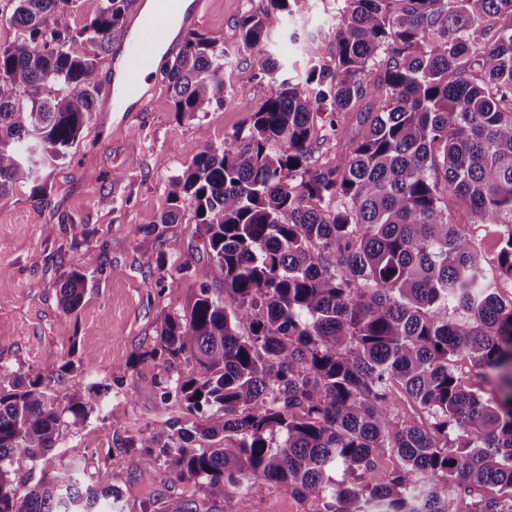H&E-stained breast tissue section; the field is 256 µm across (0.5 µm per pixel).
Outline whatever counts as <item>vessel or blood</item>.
I'll list each match as a JSON object with an SVG mask.
<instances>
[{
    "label": "vessel or blood",
    "instance_id": "1",
    "mask_svg": "<svg viewBox=\"0 0 512 512\" xmlns=\"http://www.w3.org/2000/svg\"><path fill=\"white\" fill-rule=\"evenodd\" d=\"M198 9L184 8L182 0H159V10L152 18L133 14L129 19L133 36L123 39L114 49L113 73L119 74L126 85L123 96L112 103L116 112L143 111L149 100V93L143 90L141 78L151 71L155 60L150 47L166 41L172 25H179L182 33H189L198 24Z\"/></svg>",
    "mask_w": 512,
    "mask_h": 512
}]
</instances>
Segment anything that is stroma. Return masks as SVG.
Here are the masks:
<instances>
[{
	"instance_id": "1",
	"label": "stroma",
	"mask_w": 512,
	"mask_h": 512,
	"mask_svg": "<svg viewBox=\"0 0 512 512\" xmlns=\"http://www.w3.org/2000/svg\"><path fill=\"white\" fill-rule=\"evenodd\" d=\"M266 0H206L198 33L225 46L238 40V21L260 12ZM343 0H309L304 13L289 17L285 36L269 49L302 71L305 57L287 42L298 32L310 55L331 63L322 27ZM150 103L130 127H118L116 112H93L80 142L64 164L52 169L48 196L34 210L28 187L0 201V365L52 381L60 399L86 396L92 385L109 387L99 411L83 426L64 432L61 451L75 459L85 484L112 485L124 493L121 512H141L151 494L184 492L181 484H149L142 459L119 450L116 440L182 416L180 404L161 403L153 387L164 374L153 358L156 326L173 308H186L201 285L220 288L224 274L202 248L203 225L185 211L180 223L158 225L169 207L168 183L225 134L247 129L249 119L271 92L257 76L250 55L232 59L225 70L233 106H210L193 117L178 116L171 100L165 51L155 55ZM82 224L73 238L69 226ZM189 270L178 271L183 260ZM87 276L80 306L71 313L59 304L72 269ZM222 512H322L324 499L297 495L259 482L235 491Z\"/></svg>"
}]
</instances>
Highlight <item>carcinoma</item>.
Here are the masks:
<instances>
[{
	"label": "carcinoma",
	"mask_w": 512,
	"mask_h": 512,
	"mask_svg": "<svg viewBox=\"0 0 512 512\" xmlns=\"http://www.w3.org/2000/svg\"><path fill=\"white\" fill-rule=\"evenodd\" d=\"M266 2L239 20L235 52L256 56L271 95L171 177L157 219L192 210L224 288L157 326L152 356L169 371L152 385L196 420L117 443L139 449L149 480L189 489L144 512H215L256 481L322 493L325 512H512V0H344L334 64L310 58L301 77L266 47L307 0ZM76 4L13 0L25 36L0 47V200L25 184L39 209L106 93L100 62L130 0H101L75 34L48 23ZM230 57L190 34L167 66L175 112L233 105ZM317 130L334 149L322 162ZM85 291L72 272L62 309ZM180 360L196 371L174 374ZM108 392L64 403L0 366V512L123 498L83 486L70 461L31 478Z\"/></svg>",
	"instance_id": "carcinoma-1"
}]
</instances>
